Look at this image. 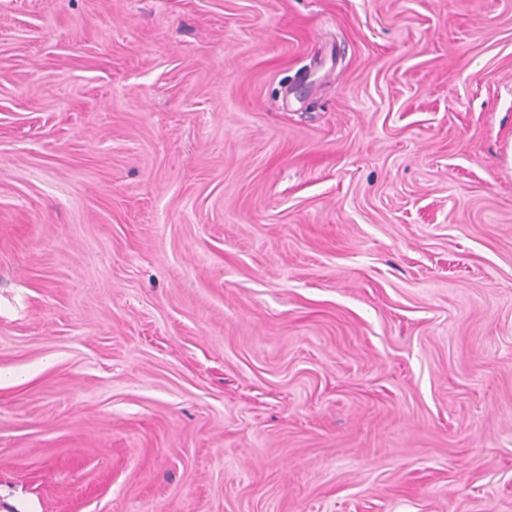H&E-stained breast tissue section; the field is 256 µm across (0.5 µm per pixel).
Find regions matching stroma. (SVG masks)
<instances>
[{
	"instance_id": "stroma-1",
	"label": "stroma",
	"mask_w": 512,
	"mask_h": 512,
	"mask_svg": "<svg viewBox=\"0 0 512 512\" xmlns=\"http://www.w3.org/2000/svg\"><path fill=\"white\" fill-rule=\"evenodd\" d=\"M0 512H512V0H0Z\"/></svg>"
}]
</instances>
